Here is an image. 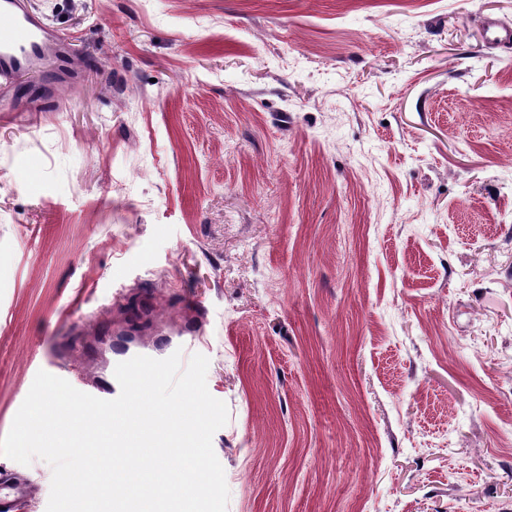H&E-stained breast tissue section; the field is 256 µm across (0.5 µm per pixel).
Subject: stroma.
Listing matches in <instances>:
<instances>
[{
  "label": "stroma",
  "instance_id": "35a3bbf8",
  "mask_svg": "<svg viewBox=\"0 0 512 512\" xmlns=\"http://www.w3.org/2000/svg\"><path fill=\"white\" fill-rule=\"evenodd\" d=\"M31 2L82 73L0 118V437L189 316L227 512H512V0Z\"/></svg>",
  "mask_w": 512,
  "mask_h": 512
}]
</instances>
